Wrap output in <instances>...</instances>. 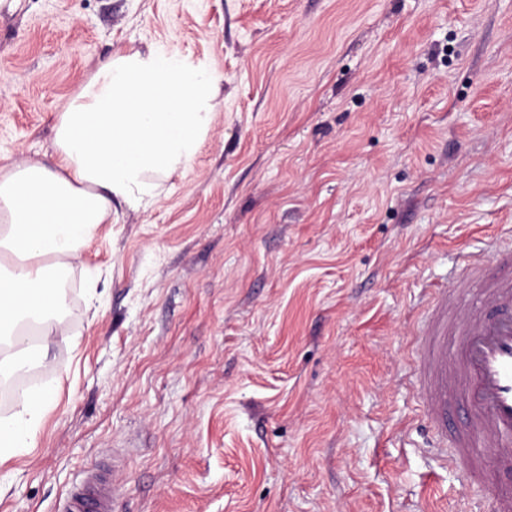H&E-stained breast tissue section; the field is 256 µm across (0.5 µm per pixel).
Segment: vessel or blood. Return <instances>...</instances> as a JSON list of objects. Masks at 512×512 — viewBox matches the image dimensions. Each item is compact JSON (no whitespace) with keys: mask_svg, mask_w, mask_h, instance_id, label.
Segmentation results:
<instances>
[{"mask_svg":"<svg viewBox=\"0 0 512 512\" xmlns=\"http://www.w3.org/2000/svg\"><path fill=\"white\" fill-rule=\"evenodd\" d=\"M468 278L439 289L414 337V387L422 414L439 450L451 464L472 472L473 434H481L484 457L512 461V245L491 242L468 259ZM479 285L487 309L468 315L455 301L460 289ZM468 415L472 435L448 438L454 405ZM115 473L103 466L71 485L58 512H112Z\"/></svg>","mask_w":512,"mask_h":512,"instance_id":"vessel-or-blood-1","label":"vessel or blood"}]
</instances>
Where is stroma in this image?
I'll return each mask as SVG.
<instances>
[{"label":"stroma","instance_id":"1","mask_svg":"<svg viewBox=\"0 0 512 512\" xmlns=\"http://www.w3.org/2000/svg\"><path fill=\"white\" fill-rule=\"evenodd\" d=\"M222 81L192 161L63 277L52 401L0 512H57L120 454L114 512H464L421 423L431 288L512 235V0H0V167L51 150L98 65Z\"/></svg>","mask_w":512,"mask_h":512}]
</instances>
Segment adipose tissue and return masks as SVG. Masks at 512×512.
I'll use <instances>...</instances> for the list:
<instances>
[{
	"instance_id": "1",
	"label": "adipose tissue",
	"mask_w": 512,
	"mask_h": 512,
	"mask_svg": "<svg viewBox=\"0 0 512 512\" xmlns=\"http://www.w3.org/2000/svg\"><path fill=\"white\" fill-rule=\"evenodd\" d=\"M218 79L159 51L102 62L54 124L44 158L0 167V378L25 373L26 321L50 324L58 278L78 263L114 203L146 208L189 163L212 121ZM48 394L0 420V462L32 447Z\"/></svg>"
}]
</instances>
